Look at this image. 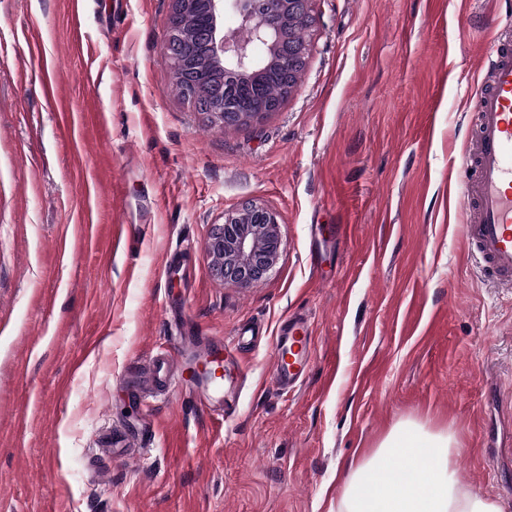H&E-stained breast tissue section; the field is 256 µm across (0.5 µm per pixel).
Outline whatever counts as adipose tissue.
<instances>
[{
	"instance_id": "obj_1",
	"label": "adipose tissue",
	"mask_w": 512,
	"mask_h": 512,
	"mask_svg": "<svg viewBox=\"0 0 512 512\" xmlns=\"http://www.w3.org/2000/svg\"><path fill=\"white\" fill-rule=\"evenodd\" d=\"M453 449L450 434L397 425L373 455L351 468L337 512H499L491 499L453 487Z\"/></svg>"
}]
</instances>
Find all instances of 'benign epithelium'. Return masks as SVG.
Returning a JSON list of instances; mask_svg holds the SVG:
<instances>
[{"label":"benign epithelium","mask_w":512,"mask_h":512,"mask_svg":"<svg viewBox=\"0 0 512 512\" xmlns=\"http://www.w3.org/2000/svg\"><path fill=\"white\" fill-rule=\"evenodd\" d=\"M202 5L203 24L210 47L209 66L228 87L244 82L263 83L267 71L279 68L285 76L283 96L263 99L254 110L240 109L233 97L221 96L206 114L223 128L257 122L269 112L281 109L286 97L297 87L308 53L303 30L308 26L311 0H169L165 44L178 37L187 42L190 33L180 18L195 5ZM231 8L237 18L236 29L224 31V12ZM265 48L257 56L253 47ZM193 62L186 58L174 68L188 97L203 92L202 81L190 77ZM279 215L256 203L224 212V223L217 225L205 243V254L214 277L226 284L248 287L262 282L280 256Z\"/></svg>","instance_id":"7a95c632"}]
</instances>
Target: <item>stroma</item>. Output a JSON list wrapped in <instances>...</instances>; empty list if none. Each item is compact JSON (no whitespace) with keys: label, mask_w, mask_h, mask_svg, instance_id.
I'll use <instances>...</instances> for the list:
<instances>
[{"label":"stroma","mask_w":512,"mask_h":512,"mask_svg":"<svg viewBox=\"0 0 512 512\" xmlns=\"http://www.w3.org/2000/svg\"><path fill=\"white\" fill-rule=\"evenodd\" d=\"M280 111L222 129L176 87L168 0H0V512H330L350 461L414 422L458 489L512 512V293L464 235L459 160L512 0H313ZM280 216L249 288L215 278L225 210ZM305 316L302 384L274 340ZM254 330L233 414L130 368ZM311 335L310 323L302 318H290L280 328L275 342V371L281 389L289 390L303 382L312 360Z\"/></svg>","instance_id":"stroma-1"}]
</instances>
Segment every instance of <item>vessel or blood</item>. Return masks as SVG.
Returning <instances> with one entry per match:
<instances>
[{
    "label": "vessel or blood",
    "instance_id": "1",
    "mask_svg": "<svg viewBox=\"0 0 512 512\" xmlns=\"http://www.w3.org/2000/svg\"><path fill=\"white\" fill-rule=\"evenodd\" d=\"M488 87L475 101L470 144L461 163L468 174L463 204L472 220L464 232L470 250L481 259L485 275L498 287L512 290V43L490 42L487 48ZM228 341L207 346L182 343L192 363L207 371L197 380L204 405L216 417L224 415V387L233 374L216 382L212 374L223 368ZM276 375L280 388L300 385L312 360V330L307 320L289 319L276 336ZM174 356L160 353L142 371L133 372L132 387L141 403L153 400L160 389L174 385Z\"/></svg>",
    "mask_w": 512,
    "mask_h": 512
}]
</instances>
